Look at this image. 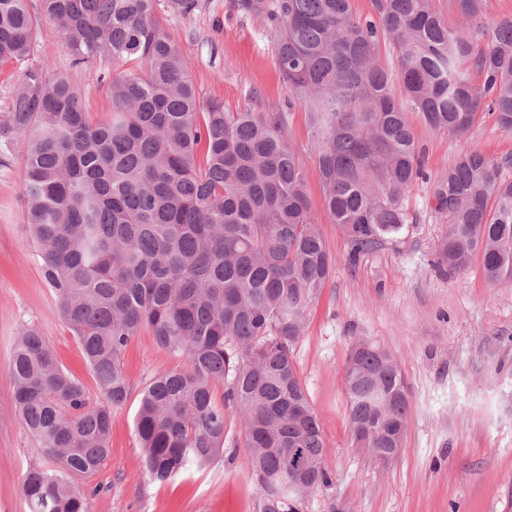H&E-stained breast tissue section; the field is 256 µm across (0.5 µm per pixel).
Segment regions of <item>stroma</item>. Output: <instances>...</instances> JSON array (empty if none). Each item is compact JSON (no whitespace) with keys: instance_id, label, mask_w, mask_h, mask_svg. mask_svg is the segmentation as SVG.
<instances>
[{"instance_id":"1","label":"stroma","mask_w":512,"mask_h":512,"mask_svg":"<svg viewBox=\"0 0 512 512\" xmlns=\"http://www.w3.org/2000/svg\"><path fill=\"white\" fill-rule=\"evenodd\" d=\"M239 0H159V15L192 72L201 97L228 112H280L289 144L305 166L313 217L334 259L331 276L293 347L299 378L324 434L330 483L312 493L304 512H512V285L487 282L479 262L449 272L436 265L445 229L428 204V182L409 198L411 222L397 240L349 262L350 244L332 224L321 198L311 149L308 108L288 98L275 62L276 33L262 18L240 10ZM35 58L67 75L92 120L106 119L111 61L76 67L60 29L43 23ZM430 178L455 155L477 150L504 163L512 179V133L485 115L463 138L430 130L411 115ZM20 139L0 142V512H28L21 491L39 465L15 412L10 357L21 333L37 330L60 367L94 389L82 347L59 316L53 290L29 243L19 178ZM380 345L397 359L410 410L399 457L374 463L352 442L344 389L352 347ZM130 383L126 403L112 411L109 455L82 483L94 489L90 512H256L257 490L244 431L235 407L224 410V453L202 468L164 484L145 475L134 421L143 390L182 358L135 336L123 356Z\"/></svg>"}]
</instances>
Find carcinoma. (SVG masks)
Instances as JSON below:
<instances>
[{"instance_id":"carcinoma-1","label":"carcinoma","mask_w":512,"mask_h":512,"mask_svg":"<svg viewBox=\"0 0 512 512\" xmlns=\"http://www.w3.org/2000/svg\"><path fill=\"white\" fill-rule=\"evenodd\" d=\"M466 21L485 0H451ZM156 0H0V63L25 62L0 139L24 144L20 194L29 236L62 320L77 336L97 394L65 372L43 336L25 330L10 360L18 417L36 456L54 463L22 481L29 512H90L76 478L109 453L112 409L129 382L122 356L143 328L186 370L161 372L135 417L145 474L163 483L224 453V402L241 415L258 512H293L288 453L329 483L321 424L293 346L334 260L312 217L304 164L279 112H226L204 100L156 15ZM277 29L276 65L310 108L323 206L350 260L409 223L408 193L427 179L415 112L429 128L465 136L481 111L512 133V17L479 32L450 26L434 0H240ZM45 22L73 64L112 61L108 119L89 118L69 79L33 60ZM396 54L400 92L378 62ZM480 77L474 82L472 75ZM444 217L438 264L480 263L512 284V181L477 151L462 152L431 185ZM344 377L352 434L378 452L406 433L409 394L399 366L358 350ZM225 386L222 398L213 387Z\"/></svg>"}]
</instances>
